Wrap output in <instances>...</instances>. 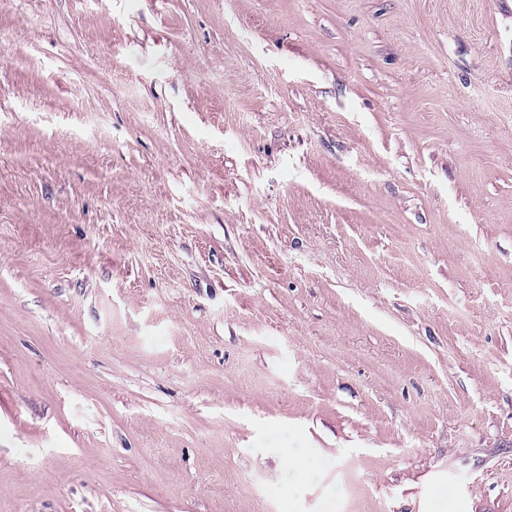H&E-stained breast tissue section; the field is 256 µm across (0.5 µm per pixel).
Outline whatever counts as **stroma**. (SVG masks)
<instances>
[{
    "mask_svg": "<svg viewBox=\"0 0 512 512\" xmlns=\"http://www.w3.org/2000/svg\"><path fill=\"white\" fill-rule=\"evenodd\" d=\"M439 507L512 512V0H0V512Z\"/></svg>",
    "mask_w": 512,
    "mask_h": 512,
    "instance_id": "stroma-1",
    "label": "stroma"
}]
</instances>
